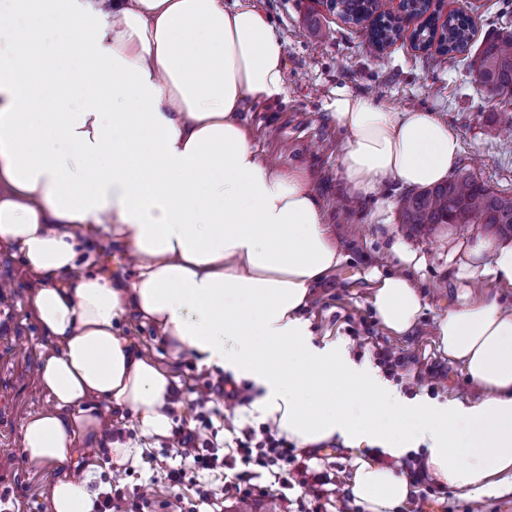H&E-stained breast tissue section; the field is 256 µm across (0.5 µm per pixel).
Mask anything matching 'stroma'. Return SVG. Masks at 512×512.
Returning <instances> with one entry per match:
<instances>
[{"label": "stroma", "mask_w": 512, "mask_h": 512, "mask_svg": "<svg viewBox=\"0 0 512 512\" xmlns=\"http://www.w3.org/2000/svg\"><path fill=\"white\" fill-rule=\"evenodd\" d=\"M265 13L285 45V77L288 99L278 104L251 103L241 117L252 133V142L281 166L306 167L325 208L333 235L342 243L345 261L315 288L310 316L317 336L344 338L355 361H374L380 348H387L401 365L391 382L407 396L424 393L433 398L475 397L462 366L439 349L431 326L449 307L460 301L457 273L470 244L487 239L483 225L467 229L443 224L425 235L411 236L404 230L398 211L389 223H379L381 200L399 203L404 195L396 184H387L380 198L358 202L345 211V185L341 156L347 135L325 109L337 89L373 99L388 108L426 109L446 120L461 145L460 165L490 188L512 195V135L500 130L512 105L488 102L476 81L474 54H462L441 62L437 53L414 50L403 37L376 57L370 54L362 27L342 21L328 0H251ZM455 8L471 15L476 23L474 44L512 27V12L504 0H454ZM329 29L326 39L313 36L312 23ZM404 242L425 259L416 278L423 295V309L414 328L396 336L379 323L370 302L375 286L367 272L394 270L392 246ZM86 270L119 280H130L132 266L124 252L107 243L88 247L83 255ZM33 282L24 270L20 254L0 246V474L10 481L0 484V512H47L50 482L71 471L86 473L90 492L112 480L108 445L77 448L68 464L31 465L21 457V429L26 418L50 406L36 379V370L54 343L35 318L28 302ZM119 328L140 351L155 355L176 379L171 417L174 425L196 427L198 410L193 395L208 380H218L220 369H205L195 362L171 357L155 330L136 314H123ZM209 410L224 414V428L211 434L197 429L199 440L217 439L225 456H232L235 439L246 428L260 429L261 421L250 403L224 401L213 394ZM112 438L132 448L126 461L127 476L120 482L126 495L144 492L147 512H211L198 503L196 483L224 494V512H365L349 487L361 449L341 442L320 444L317 451H298L310 469L333 476L335 490L313 495L294 486L283 488L269 467H244L236 463L225 470H204L193 481L170 486L166 467L178 466L172 438L143 435L132 412L112 416ZM13 462H6L7 454ZM250 469L254 484L263 494L240 501L227 487L235 472ZM424 512H512V492L481 497L447 488H435Z\"/></svg>", "instance_id": "1"}]
</instances>
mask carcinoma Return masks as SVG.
Returning a JSON list of instances; mask_svg holds the SVG:
<instances>
[{
  "label": "carcinoma",
  "mask_w": 512,
  "mask_h": 512,
  "mask_svg": "<svg viewBox=\"0 0 512 512\" xmlns=\"http://www.w3.org/2000/svg\"><path fill=\"white\" fill-rule=\"evenodd\" d=\"M332 8L346 23L360 25L371 20L367 38L373 52L400 37L386 20L384 0H331ZM475 35L474 20L457 13L448 18L438 54L463 52ZM477 78L489 100L512 104V33L486 39L478 49ZM400 220L409 233L434 230L440 224H483L499 236H512V196L493 191L472 174L460 171L448 182L405 196L400 203Z\"/></svg>",
  "instance_id": "cac0c4a2"
}]
</instances>
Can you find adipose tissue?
Wrapping results in <instances>:
<instances>
[{
    "label": "adipose tissue",
    "mask_w": 512,
    "mask_h": 512,
    "mask_svg": "<svg viewBox=\"0 0 512 512\" xmlns=\"http://www.w3.org/2000/svg\"><path fill=\"white\" fill-rule=\"evenodd\" d=\"M285 48L249 0H0V245L36 281L30 303L58 346L38 370L51 410L22 426L28 464H63L97 447L114 411L141 432L172 429L174 377L116 329L133 312L169 355L249 382L262 422L308 448H377L351 491L366 512H398L413 484L409 452L435 484L512 491V243L485 240L461 265V302L436 321L439 347L477 398L403 395L339 337H316L313 288L345 259L312 176L253 146L246 100H285ZM351 198L390 182L447 181L461 147L447 122L337 91ZM133 260L127 284L88 274L85 244ZM397 270H372V307L401 335L422 310V260L392 247ZM88 482L50 487L48 512H89Z\"/></svg>",
    "instance_id": "adipose-tissue-1"
}]
</instances>
